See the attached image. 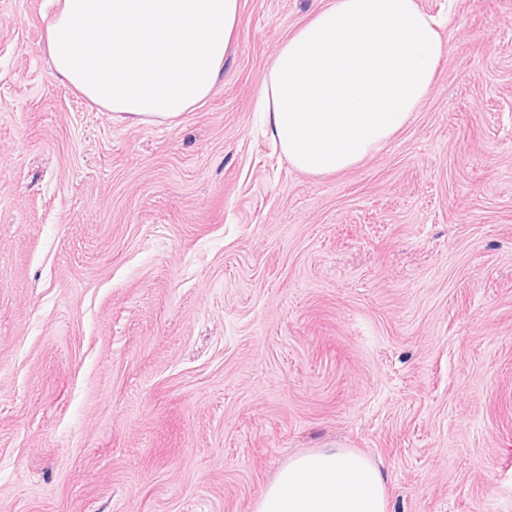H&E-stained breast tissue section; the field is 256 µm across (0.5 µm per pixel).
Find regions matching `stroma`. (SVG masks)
<instances>
[{"instance_id": "obj_1", "label": "stroma", "mask_w": 512, "mask_h": 512, "mask_svg": "<svg viewBox=\"0 0 512 512\" xmlns=\"http://www.w3.org/2000/svg\"><path fill=\"white\" fill-rule=\"evenodd\" d=\"M239 2L167 126L76 94L48 0H0V512H252L322 448L391 512H512V0H417L434 86L326 177L255 111L321 0Z\"/></svg>"}]
</instances>
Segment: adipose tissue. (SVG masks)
I'll use <instances>...</instances> for the list:
<instances>
[{"mask_svg": "<svg viewBox=\"0 0 512 512\" xmlns=\"http://www.w3.org/2000/svg\"><path fill=\"white\" fill-rule=\"evenodd\" d=\"M42 51L54 74L118 118L172 126L224 73L239 0H56ZM442 50L416 0H327L280 45L256 109L289 164L348 170L384 145L428 96ZM253 512H390L367 456H293Z\"/></svg>", "mask_w": 512, "mask_h": 512, "instance_id": "1", "label": "adipose tissue"}]
</instances>
